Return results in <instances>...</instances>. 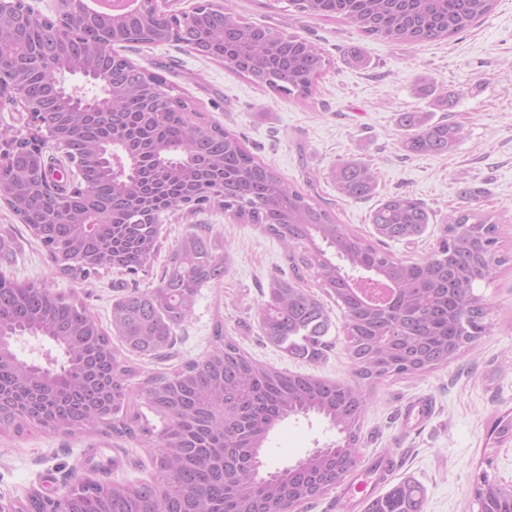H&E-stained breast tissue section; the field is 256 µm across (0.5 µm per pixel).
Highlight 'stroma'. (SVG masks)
<instances>
[{"instance_id": "35a3bbf8", "label": "stroma", "mask_w": 512, "mask_h": 512, "mask_svg": "<svg viewBox=\"0 0 512 512\" xmlns=\"http://www.w3.org/2000/svg\"><path fill=\"white\" fill-rule=\"evenodd\" d=\"M224 6L245 21L315 45L326 65L310 98L297 102L278 96L220 62L174 45H138L126 50V57L145 68L174 62L168 75L173 95L188 100L203 122L236 134L258 160L331 209L348 231L372 238L370 215L384 197L406 191L424 202L431 222L415 241L391 244L397 258L413 261L431 254L449 215L470 212L497 224L500 251L509 261L477 285L488 305L491 331L444 368L381 380L370 393L361 424V466L390 455L389 484L407 478L421 483L423 512H479L476 488L482 479L512 484V439L491 435L495 417L512 411V0H498L491 14L453 37L400 45L364 35L340 17L299 13L288 0H224ZM353 47L361 62L351 60ZM424 85L431 86L432 95L421 93ZM448 91L458 94L455 107L437 109L435 96ZM410 111L462 124L461 139L441 156L409 154L401 145L397 119ZM351 158L378 169L374 197L354 201L337 195L327 173ZM195 223L210 225L215 246L229 254L231 267L221 284L202 288L192 316L178 329L177 360L202 356L220 319L226 335L260 362L289 373L351 380L340 311L332 313L336 345L320 363L292 358L263 342L256 311L270 278L287 269L284 250L219 207H207L190 221L162 215L160 251L152 269L137 275L139 288L157 283L169 253ZM0 228L20 245L7 275L20 282H47L56 292H76L102 326L110 325L112 300L125 274L112 271L85 282L56 275L1 201ZM419 397L429 399L435 412L421 427L404 428L403 410ZM335 438L319 418L287 419L270 436L266 468L295 463ZM92 454L110 463V478L133 481L148 475L142 443L32 428L20 436L0 435V501L23 502L34 490L63 498L87 474Z\"/></svg>"}]
</instances>
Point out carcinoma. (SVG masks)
<instances>
[{
    "mask_svg": "<svg viewBox=\"0 0 512 512\" xmlns=\"http://www.w3.org/2000/svg\"><path fill=\"white\" fill-rule=\"evenodd\" d=\"M300 12L339 16L360 32L393 43L448 38L488 15L498 0H289ZM13 32L0 37V56L23 57L36 43L51 47L48 68L0 81L40 111L25 137L4 133L8 164L0 180L12 184L4 202L25 217L54 272L88 280L114 269L137 274L158 252L154 216H193L206 205L254 225L285 249L288 278H273L258 306L262 338L291 357L316 364L335 346L328 338L331 309L303 287L315 280L342 312L353 382L282 371L245 354L213 326L210 349L172 371L145 376L139 391L159 416L157 427L131 405L130 380L140 376L122 351L157 360L174 357L177 329L193 314L201 288L230 269L207 224H196L172 250L158 284L121 285L104 329L76 294L43 282L19 283L0 274V338L25 336L53 344L44 362L9 347L0 355V434L43 428L63 436L102 432L149 445L150 472L136 482L83 477L55 502L39 493L12 512H284L346 484L359 462L366 385L390 376L414 377L448 365L474 337L490 331L477 282L504 262L498 227L470 213L448 216L446 237L427 257L396 258L389 241L419 238L431 212L408 192L381 200L370 215L375 241L347 232L311 195L288 185L236 135L192 119L196 111L169 93L163 63L141 68L116 51L134 44L197 46L206 57L275 94L306 99L325 60L305 39L273 32L231 12L199 8L175 26L137 12L116 25L84 21L71 38L48 30L28 0L10 4ZM96 68L114 92L112 118L78 111V95L100 96L89 84L70 94L53 86L59 74ZM402 147L414 155L450 152L462 127L402 112ZM82 163V186L71 190L46 158L49 178L29 174L33 153L49 144ZM329 176L344 198L376 193L379 172L348 159ZM370 276L394 286L387 305L367 301L351 282ZM120 342L116 348L114 342ZM317 414L336 429V441L293 465L261 472L273 428L292 416ZM423 486L405 479L374 500L367 512H421ZM480 512H512V484L485 481Z\"/></svg>",
    "mask_w": 512,
    "mask_h": 512,
    "instance_id": "1",
    "label": "carcinoma"
}]
</instances>
